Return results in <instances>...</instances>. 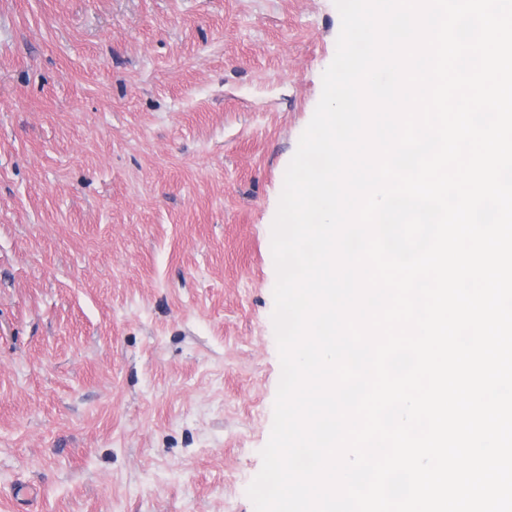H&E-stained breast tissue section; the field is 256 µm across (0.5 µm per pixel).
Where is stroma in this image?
Listing matches in <instances>:
<instances>
[{
  "instance_id": "obj_1",
  "label": "stroma",
  "mask_w": 512,
  "mask_h": 512,
  "mask_svg": "<svg viewBox=\"0 0 512 512\" xmlns=\"http://www.w3.org/2000/svg\"><path fill=\"white\" fill-rule=\"evenodd\" d=\"M334 0H0V512H254L271 227Z\"/></svg>"
}]
</instances>
